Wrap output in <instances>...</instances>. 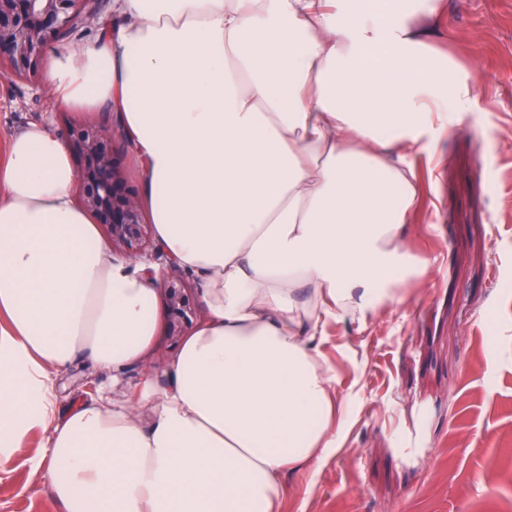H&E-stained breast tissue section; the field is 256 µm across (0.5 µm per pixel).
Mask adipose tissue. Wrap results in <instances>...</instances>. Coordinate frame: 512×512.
<instances>
[{
  "instance_id": "adipose-tissue-1",
  "label": "adipose tissue",
  "mask_w": 512,
  "mask_h": 512,
  "mask_svg": "<svg viewBox=\"0 0 512 512\" xmlns=\"http://www.w3.org/2000/svg\"><path fill=\"white\" fill-rule=\"evenodd\" d=\"M106 36L53 56L66 107L109 105L142 164L154 236L208 317L169 386L58 415L48 368L119 372L158 289L116 257L33 124L0 162V452L48 432L63 512H280L284 479L340 451L346 400L319 340L405 296L421 200L408 162L471 104L439 53L442 0H118ZM139 404V405H140Z\"/></svg>"
}]
</instances>
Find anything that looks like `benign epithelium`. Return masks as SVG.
I'll list each match as a JSON object with an SVG mask.
<instances>
[{
	"instance_id": "1",
	"label": "benign epithelium",
	"mask_w": 512,
	"mask_h": 512,
	"mask_svg": "<svg viewBox=\"0 0 512 512\" xmlns=\"http://www.w3.org/2000/svg\"><path fill=\"white\" fill-rule=\"evenodd\" d=\"M91 0H0V75L31 83L40 77L47 50L66 40L85 19H97ZM115 132L79 123L66 140L80 160L79 204L101 225L112 247L136 261L158 265V287L167 307V336L178 340L197 324L190 280L155 244L143 204L131 183Z\"/></svg>"
}]
</instances>
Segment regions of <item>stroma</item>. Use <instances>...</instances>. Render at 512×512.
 <instances>
[{"mask_svg": "<svg viewBox=\"0 0 512 512\" xmlns=\"http://www.w3.org/2000/svg\"><path fill=\"white\" fill-rule=\"evenodd\" d=\"M441 43L471 71L472 105L412 158L423 209L410 243L426 272L367 325L329 327L344 449L286 476L281 512H512V0H446ZM48 85L0 77V159L32 123L117 128L107 108L57 105ZM178 352L157 333L117 380L76 356L49 371L56 404L137 402L144 379L167 387ZM46 446L37 429L27 451L0 457V512H63L39 462Z\"/></svg>", "mask_w": 512, "mask_h": 512, "instance_id": "35a3bbf8", "label": "stroma"}]
</instances>
